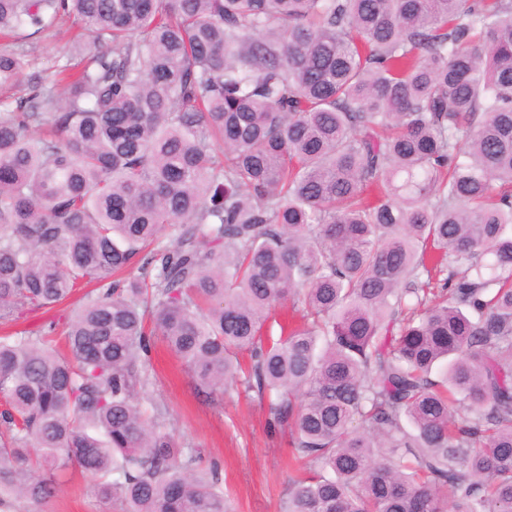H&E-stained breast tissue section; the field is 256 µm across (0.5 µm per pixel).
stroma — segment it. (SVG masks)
<instances>
[{"label":"stroma","mask_w":512,"mask_h":512,"mask_svg":"<svg viewBox=\"0 0 512 512\" xmlns=\"http://www.w3.org/2000/svg\"><path fill=\"white\" fill-rule=\"evenodd\" d=\"M77 32L67 21L52 36L23 40L30 70L49 68L66 56ZM152 358L148 398L167 409L169 429L192 449L198 467L218 466L230 512H282L289 479L301 472L287 429L271 424L254 392L240 388L213 395L163 345H155ZM60 484L54 498L38 504L20 500L9 512H121L119 504L97 497L93 481L78 467H70Z\"/></svg>","instance_id":"obj_1"}]
</instances>
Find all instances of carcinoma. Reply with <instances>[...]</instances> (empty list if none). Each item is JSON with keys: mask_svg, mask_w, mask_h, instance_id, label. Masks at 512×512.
Instances as JSON below:
<instances>
[{"mask_svg": "<svg viewBox=\"0 0 512 512\" xmlns=\"http://www.w3.org/2000/svg\"><path fill=\"white\" fill-rule=\"evenodd\" d=\"M62 17V85L0 45V319L100 288L65 352L0 338V506L76 465L227 512L141 403L159 336L291 429L284 512H512V0H0V36Z\"/></svg>", "mask_w": 512, "mask_h": 512, "instance_id": "carcinoma-1", "label": "carcinoma"}]
</instances>
